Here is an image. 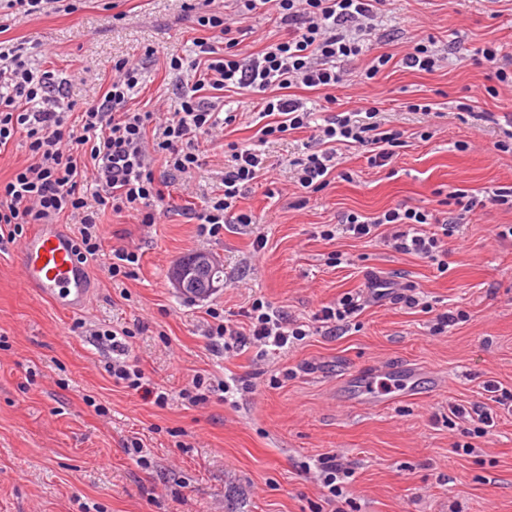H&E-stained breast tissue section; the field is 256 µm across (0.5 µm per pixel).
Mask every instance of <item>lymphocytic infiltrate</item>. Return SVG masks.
I'll return each mask as SVG.
<instances>
[{
  "label": "lymphocytic infiltrate",
  "instance_id": "lymphocytic-infiltrate-1",
  "mask_svg": "<svg viewBox=\"0 0 512 512\" xmlns=\"http://www.w3.org/2000/svg\"><path fill=\"white\" fill-rule=\"evenodd\" d=\"M390 0H233L234 10H197L182 0L203 37L184 55L171 56L169 70L180 80L174 105L164 112L131 108L144 82L142 62L126 57L112 63V78L101 98L74 112L65 88L68 78L34 66L24 48L0 41V152L23 138L26 163L0 179V240L15 241L27 225L76 220L75 255L80 262L103 248L101 218L126 214L140 223H155L171 182L190 177L205 159V146L219 143L225 127L236 122L237 108L220 109L216 92L259 97L253 113L256 138L224 145L221 193L208 197L193 212L201 235L219 237L228 224L253 223L239 202L267 167L263 147L270 138L306 130L310 136L301 157L291 162L292 178L305 194L324 190L341 168L345 150L363 147L373 168L391 166L405 147L403 130L385 126L378 107L366 102L351 111L324 114L292 97L291 89L323 91L334 104L346 64L364 55L381 27ZM272 16L280 30L255 57L240 46L253 29L256 12ZM487 207L512 210V187L480 194L453 189L441 207L398 205L366 216L342 214L323 225L320 237L382 238L385 246L448 270L446 241L459 233L466 213ZM381 283L369 279L366 291L345 293L307 321L288 319L269 301L253 299L242 320L210 308L207 335L213 344L231 339L260 355L287 350L313 332L335 335L348 327L365 305L379 295ZM142 322L104 332L112 351L105 369L115 384L151 396L165 405L169 395L151 385L130 359L129 340L143 332Z\"/></svg>",
  "mask_w": 512,
  "mask_h": 512
}]
</instances>
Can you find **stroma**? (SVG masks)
Instances as JSON below:
<instances>
[{"mask_svg": "<svg viewBox=\"0 0 512 512\" xmlns=\"http://www.w3.org/2000/svg\"><path fill=\"white\" fill-rule=\"evenodd\" d=\"M180 5L80 0L70 14L14 15L0 38L25 43L40 68L90 70L93 80L68 88L78 110L107 90L114 59H141L145 82L133 105L150 111L173 100L168 59L196 36ZM391 9L385 36L347 65L335 91L336 111L367 98L406 130L391 167H369L363 150L346 151L351 181L332 180L306 197L289 173L306 133L272 141L266 174L239 202L255 224L229 226L215 239L183 214L221 187L224 151L211 148L190 192L174 185L170 210L156 224L103 216L104 252L128 248L141 264L135 278L116 285L102 261L89 262L92 295L78 317L23 288L19 243L0 245V512H315L324 493L318 459L329 455L353 472L343 512H512V414L498 411L482 437L467 434L465 422H448L449 406L487 402V384L512 389V239L493 234L495 225L512 224V211L466 214L461 235L448 240L443 274L377 238L328 241L317 233L345 212L423 207L439 190L512 186V155L493 151L512 92L490 97L488 69L464 59L488 42L512 57V0H392ZM416 37L433 38L447 62L430 73L398 65ZM383 53L394 64L364 82L365 68ZM468 95L492 121L462 119L457 105ZM420 99L430 114L407 110ZM426 126L435 131L428 141L418 136ZM459 141L471 150L457 151ZM259 236L267 240L260 251ZM198 250L222 258L224 285L191 299L173 288L170 273ZM334 253L342 264H330ZM371 274L416 284L435 297V311H460L466 320L434 335L431 315L388 295L369 303L347 332L317 333L262 359L252 347L214 349L205 334L208 308L236 314L260 297L305 321L364 288ZM78 320L87 332L74 330ZM136 320L145 330L131 338V355L170 392L167 405L113 384L104 369L108 348L91 335ZM367 365L410 369L420 379L387 406H363L342 383ZM197 376L244 380L252 390L232 402L179 398ZM135 440L145 458L131 449ZM458 443L470 451H455Z\"/></svg>", "mask_w": 512, "mask_h": 512, "instance_id": "1", "label": "stroma"}]
</instances>
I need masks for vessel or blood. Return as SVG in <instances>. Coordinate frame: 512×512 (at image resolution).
<instances>
[{"instance_id":"obj_1","label":"vessel or blood","mask_w":512,"mask_h":512,"mask_svg":"<svg viewBox=\"0 0 512 512\" xmlns=\"http://www.w3.org/2000/svg\"><path fill=\"white\" fill-rule=\"evenodd\" d=\"M73 237L61 224H38L21 244V283L39 298L70 314L83 313L91 295L92 281L86 265L73 252ZM363 400L385 405L406 381L393 369L367 366L350 377Z\"/></svg>"}]
</instances>
